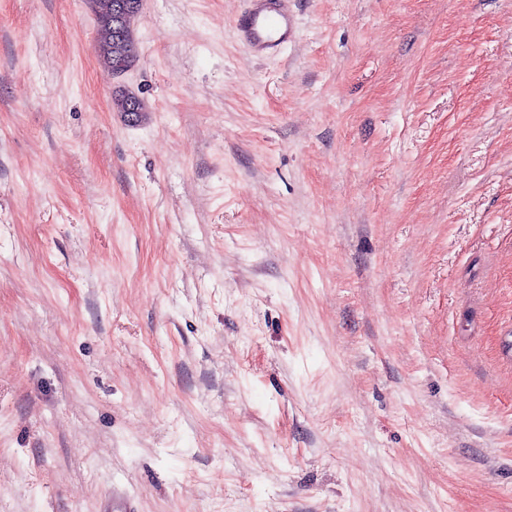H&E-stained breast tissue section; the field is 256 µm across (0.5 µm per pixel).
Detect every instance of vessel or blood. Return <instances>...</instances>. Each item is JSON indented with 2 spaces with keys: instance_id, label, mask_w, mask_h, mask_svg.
Wrapping results in <instances>:
<instances>
[{
  "instance_id": "1",
  "label": "vessel or blood",
  "mask_w": 512,
  "mask_h": 512,
  "mask_svg": "<svg viewBox=\"0 0 512 512\" xmlns=\"http://www.w3.org/2000/svg\"><path fill=\"white\" fill-rule=\"evenodd\" d=\"M235 19L240 40L257 56L279 52L294 38L292 0H244Z\"/></svg>"
}]
</instances>
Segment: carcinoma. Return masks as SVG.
I'll return each mask as SVG.
<instances>
[{
    "mask_svg": "<svg viewBox=\"0 0 512 512\" xmlns=\"http://www.w3.org/2000/svg\"><path fill=\"white\" fill-rule=\"evenodd\" d=\"M97 20V52L102 63L115 73L124 74L139 60L135 32L124 37L116 35L111 14V0H89Z\"/></svg>",
    "mask_w": 512,
    "mask_h": 512,
    "instance_id": "cac0c4a2",
    "label": "carcinoma"
}]
</instances>
